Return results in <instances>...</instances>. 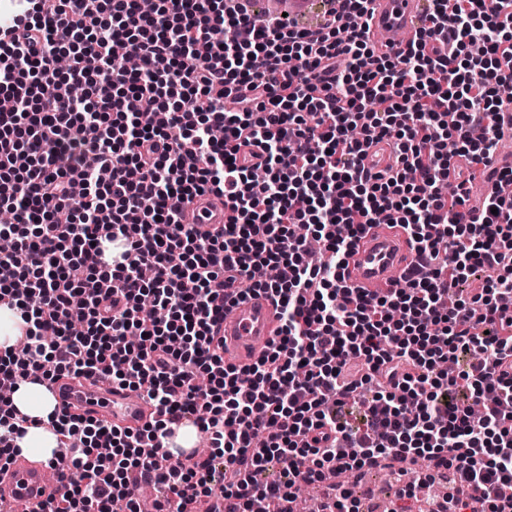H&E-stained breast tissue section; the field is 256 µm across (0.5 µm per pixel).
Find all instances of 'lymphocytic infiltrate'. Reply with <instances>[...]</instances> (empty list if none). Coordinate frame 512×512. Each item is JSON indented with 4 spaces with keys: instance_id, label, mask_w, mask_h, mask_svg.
I'll use <instances>...</instances> for the list:
<instances>
[{
    "instance_id": "1",
    "label": "lymphocytic infiltrate",
    "mask_w": 512,
    "mask_h": 512,
    "mask_svg": "<svg viewBox=\"0 0 512 512\" xmlns=\"http://www.w3.org/2000/svg\"><path fill=\"white\" fill-rule=\"evenodd\" d=\"M28 2L0 33V207L15 214L0 235L17 243L0 265L28 283L0 284L26 345L0 350V379L102 373L162 414L133 434L58 412L57 462L76 476L44 512H141L140 476L174 512L216 490L227 512H292L327 470L388 460L415 475L402 500L445 472L439 512H512V197L487 194L476 221L457 212L471 183L512 181L496 164L512 0H427V25L384 57L371 0H335L314 30L260 21L244 0L149 14L139 0ZM119 47L136 70L117 69ZM451 138L468 171L452 210L437 192ZM383 139L400 158L385 178L362 163ZM243 145L260 148L256 166ZM205 193L231 212L214 234L182 221ZM374 224L405 229L411 272L353 298L337 269ZM258 266L277 277L252 279ZM452 283L469 289L450 308ZM249 291L274 300L279 332L229 367L215 329ZM187 415L211 450L167 468L169 426Z\"/></svg>"
}]
</instances>
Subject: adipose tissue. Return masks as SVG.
<instances>
[{
  "mask_svg": "<svg viewBox=\"0 0 512 512\" xmlns=\"http://www.w3.org/2000/svg\"><path fill=\"white\" fill-rule=\"evenodd\" d=\"M12 402L32 419L24 436L16 441L22 456L51 459L57 447L56 436L49 427V417L55 409L52 394L43 386L24 383L13 394Z\"/></svg>",
  "mask_w": 512,
  "mask_h": 512,
  "instance_id": "adipose-tissue-1",
  "label": "adipose tissue"
}]
</instances>
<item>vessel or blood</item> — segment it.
<instances>
[{"label":"vessel or blood","mask_w":512,"mask_h":512,"mask_svg":"<svg viewBox=\"0 0 512 512\" xmlns=\"http://www.w3.org/2000/svg\"><path fill=\"white\" fill-rule=\"evenodd\" d=\"M370 31L375 34L376 53L394 55L406 45V36L415 35L424 25L425 0H372ZM366 168L379 171L394 163L387 144L372 145L363 160ZM194 223L201 230L216 231L230 216L221 199L195 197L188 205ZM411 248L407 234L384 225L373 227L347 257L339 273L345 287L353 292H384L402 282L407 274ZM277 326V307L264 294H252L225 309L219 333L224 338V362L252 363L269 342ZM58 408L71 414L93 417L116 428L141 429L158 416L157 407L141 392L97 374L65 377L49 383ZM47 461L15 458L0 470V507L14 501L28 504L32 512L62 494L66 482L50 473Z\"/></svg>","instance_id":"b4317fda"}]
</instances>
